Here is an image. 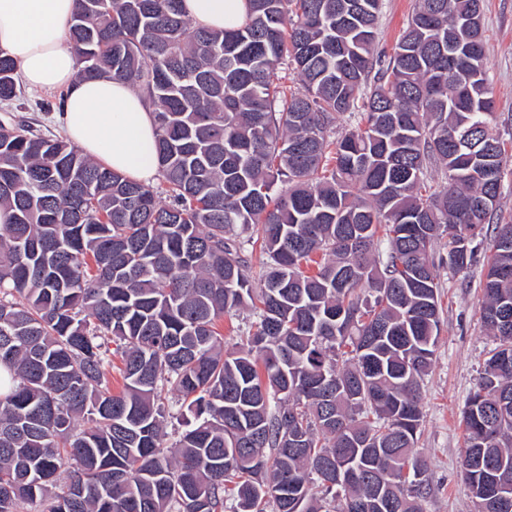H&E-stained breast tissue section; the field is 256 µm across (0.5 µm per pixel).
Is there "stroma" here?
Listing matches in <instances>:
<instances>
[{
    "mask_svg": "<svg viewBox=\"0 0 512 512\" xmlns=\"http://www.w3.org/2000/svg\"><path fill=\"white\" fill-rule=\"evenodd\" d=\"M378 43L392 48L415 0H381ZM483 32L487 74L495 99V131L512 141V0H483ZM60 92L32 94L20 90L18 100L0 102V121L25 120L48 136H62L54 120ZM442 314L435 354L421 388V433L414 450L425 461L434 491L425 512H478L462 477V416L480 369L494 347L481 309V263L456 273L438 269Z\"/></svg>",
    "mask_w": 512,
    "mask_h": 512,
    "instance_id": "obj_1",
    "label": "stroma"
}]
</instances>
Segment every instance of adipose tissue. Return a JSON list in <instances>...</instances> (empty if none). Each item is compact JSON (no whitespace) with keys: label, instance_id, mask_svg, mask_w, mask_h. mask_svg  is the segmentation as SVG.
<instances>
[{"label":"adipose tissue","instance_id":"obj_1","mask_svg":"<svg viewBox=\"0 0 512 512\" xmlns=\"http://www.w3.org/2000/svg\"><path fill=\"white\" fill-rule=\"evenodd\" d=\"M186 16L213 30L239 26L247 0H182ZM76 0H0V50L16 62L27 89L58 90L68 139L108 168L148 182L157 173L154 109L128 83L80 77L63 43Z\"/></svg>","mask_w":512,"mask_h":512}]
</instances>
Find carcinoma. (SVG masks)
<instances>
[{
	"label": "carcinoma",
	"instance_id": "carcinoma-1",
	"mask_svg": "<svg viewBox=\"0 0 512 512\" xmlns=\"http://www.w3.org/2000/svg\"><path fill=\"white\" fill-rule=\"evenodd\" d=\"M248 4L215 31L181 0H77L79 75L154 107L157 188L0 122V512H423L431 251L448 237L440 263L464 271L488 226L496 346L463 462L479 512H512V490L489 498L512 479V224L494 222L512 152L492 129L481 0H416L391 54L381 0ZM16 69L0 50V100ZM430 163L447 182L425 196ZM244 309L255 331L226 349L217 322ZM164 390L184 426L170 445ZM350 468L362 478L336 482Z\"/></svg>",
	"mask_w": 512,
	"mask_h": 512
}]
</instances>
